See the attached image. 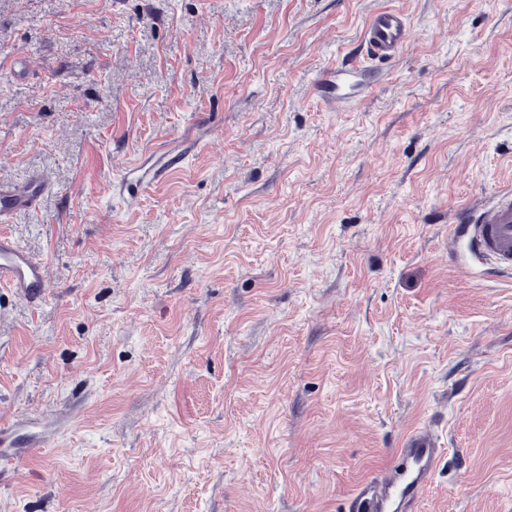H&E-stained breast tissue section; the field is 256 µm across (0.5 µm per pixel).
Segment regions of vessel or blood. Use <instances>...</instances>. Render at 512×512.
I'll list each match as a JSON object with an SVG mask.
<instances>
[{
	"label": "vessel or blood",
	"instance_id": "b4317fda",
	"mask_svg": "<svg viewBox=\"0 0 512 512\" xmlns=\"http://www.w3.org/2000/svg\"><path fill=\"white\" fill-rule=\"evenodd\" d=\"M410 26L404 14L390 9L373 13L364 29L362 49L369 59H395L410 40ZM349 65L336 68L322 78L327 101L340 104L350 100ZM49 183L36 174L20 188L5 192L0 206V223L15 214L35 210ZM454 240L463 242L471 258L494 274L512 273V189L493 191L465 212L452 227ZM49 284L43 260L13 238L0 235V286L12 289L15 297L28 304L39 303ZM442 459L438 437L430 430L408 435L397 449L392 464L379 478L355 495L352 512H421L420 504Z\"/></svg>",
	"mask_w": 512,
	"mask_h": 512
}]
</instances>
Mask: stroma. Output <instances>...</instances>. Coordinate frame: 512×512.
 Wrapping results in <instances>:
<instances>
[{"mask_svg": "<svg viewBox=\"0 0 512 512\" xmlns=\"http://www.w3.org/2000/svg\"><path fill=\"white\" fill-rule=\"evenodd\" d=\"M384 8L406 49L327 103ZM33 172L0 512H348L419 428L423 512H512V275L450 237L512 187V0H0V182ZM350 76H352V72L349 63L341 64L329 78L322 76L321 83L325 89L324 93L327 101L335 105L349 103L356 106L358 104V100L349 96Z\"/></svg>", "mask_w": 512, "mask_h": 512, "instance_id": "obj_1", "label": "stroma"}]
</instances>
